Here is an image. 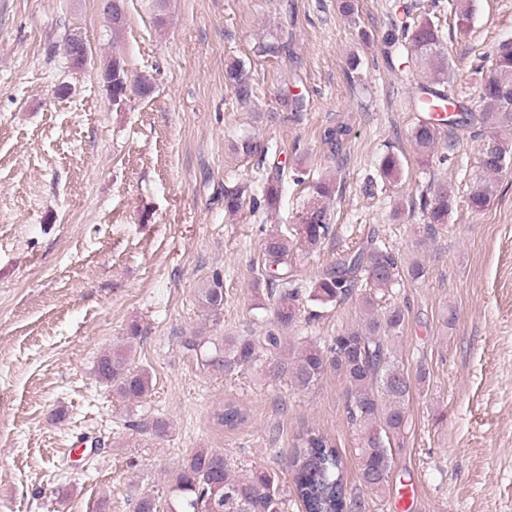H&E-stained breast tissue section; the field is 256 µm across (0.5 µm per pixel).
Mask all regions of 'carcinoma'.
<instances>
[{
  "mask_svg": "<svg viewBox=\"0 0 512 512\" xmlns=\"http://www.w3.org/2000/svg\"><path fill=\"white\" fill-rule=\"evenodd\" d=\"M383 44L406 59V76H413L411 66H422L440 58L442 30L429 14L402 22L400 30L383 36ZM260 55H284L294 61L293 39L275 37L256 47ZM492 68L482 79L478 100L464 104L457 95L437 91L434 85L450 79V69L436 66L433 84H417L414 106L427 113L411 131L416 154L428 160L441 135V126L448 131L464 130L471 125L496 128L512 126V41H504L490 54ZM100 75L112 77V106L124 108L132 97H147L154 89L150 77L129 79L124 59L112 53ZM225 84L236 98L247 103L253 89L248 83L244 65L233 60L224 71ZM290 120L300 119L305 111L304 97L296 94L283 101ZM351 135L345 123L326 127L321 140L333 157L342 153ZM245 158L267 156L274 146L255 137L245 136L233 145ZM402 160L394 153L384 155L378 165L388 181L399 178ZM512 171V143L495 135L480 147L475 171L476 188L467 198L474 213L489 204L495 182ZM283 171L266 179L263 189L265 206H277L282 196ZM336 192V181L323 179L312 186L311 197L291 227L290 235H267L261 244L267 280L260 278L253 289L262 297V308H272L274 322L258 336H227L216 342L207 336H189L184 347L203 352L204 365L233 374L258 368L266 377L286 379L300 389L315 384L327 372L342 377L347 384L345 405L347 422L358 432V469L368 490L380 494L388 486L394 464L396 439L407 423V408L412 392L411 382L400 364L398 342L406 321L405 311L398 305H386L387 297L404 282H415L425 276V266L417 260L406 262L386 243L373 237L366 244L347 251L336 264L323 271L309 289L299 286L288 256L294 244L309 251L317 250L330 232V213L324 199ZM455 199L445 183L431 184L419 197L418 208L424 217L423 232L448 223ZM243 206L241 188L224 190V209L236 212ZM361 292L365 315L357 326L340 331L330 343L320 345L304 340L300 347L291 345L284 330L295 323L296 303L307 295L316 309L309 319L321 317V311L342 303ZM200 299L213 315L224 306V288L213 280L202 289ZM96 374L101 382L112 387L124 400L134 403L151 389V378L144 370L129 366L125 351L101 355ZM246 412L233 402L224 404L218 422L230 429L243 423ZM293 491L304 512H366L365 500L348 495L345 481L346 462L332 437L307 430L296 437L290 460ZM288 492L279 477L268 470H256L246 477L232 474L224 452L211 448L195 449L175 473L170 487L166 512H285Z\"/></svg>",
  "mask_w": 512,
  "mask_h": 512,
  "instance_id": "obj_1",
  "label": "carcinoma"
}]
</instances>
